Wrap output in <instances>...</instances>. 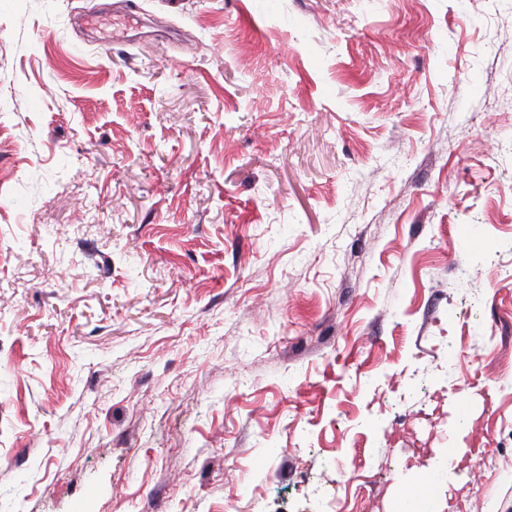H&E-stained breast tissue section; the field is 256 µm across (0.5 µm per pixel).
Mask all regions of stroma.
Returning <instances> with one entry per match:
<instances>
[{"label": "stroma", "mask_w": 512, "mask_h": 512, "mask_svg": "<svg viewBox=\"0 0 512 512\" xmlns=\"http://www.w3.org/2000/svg\"><path fill=\"white\" fill-rule=\"evenodd\" d=\"M111 3L0 0V512H512V0Z\"/></svg>", "instance_id": "35a3bbf8"}]
</instances>
